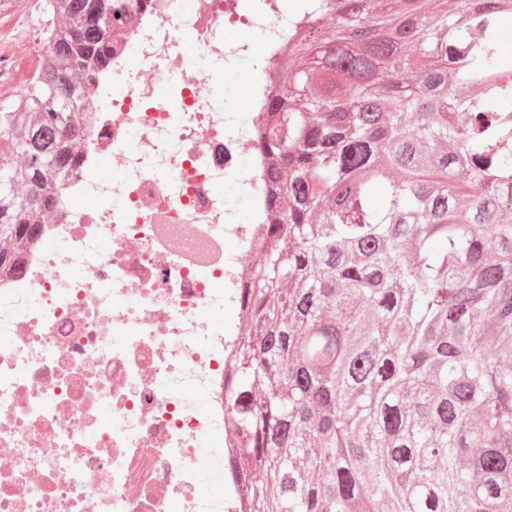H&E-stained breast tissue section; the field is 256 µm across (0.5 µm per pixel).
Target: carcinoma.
Wrapping results in <instances>:
<instances>
[{
  "label": "carcinoma",
  "instance_id": "obj_1",
  "mask_svg": "<svg viewBox=\"0 0 512 512\" xmlns=\"http://www.w3.org/2000/svg\"><path fill=\"white\" fill-rule=\"evenodd\" d=\"M405 2L303 0L268 100L269 208L224 398L244 512H512V0ZM40 6L43 64L0 108L1 273L88 111L58 113L44 85L108 68L131 14Z\"/></svg>",
  "mask_w": 512,
  "mask_h": 512
}]
</instances>
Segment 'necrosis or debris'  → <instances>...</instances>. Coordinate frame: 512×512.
Here are the masks:
<instances>
[{"label":"necrosis or debris","mask_w":512,"mask_h":512,"mask_svg":"<svg viewBox=\"0 0 512 512\" xmlns=\"http://www.w3.org/2000/svg\"><path fill=\"white\" fill-rule=\"evenodd\" d=\"M240 2L132 0L85 84L96 110L63 201L0 276V512H239L224 308L264 222L256 136L288 42L287 0Z\"/></svg>","instance_id":"obj_1"}]
</instances>
